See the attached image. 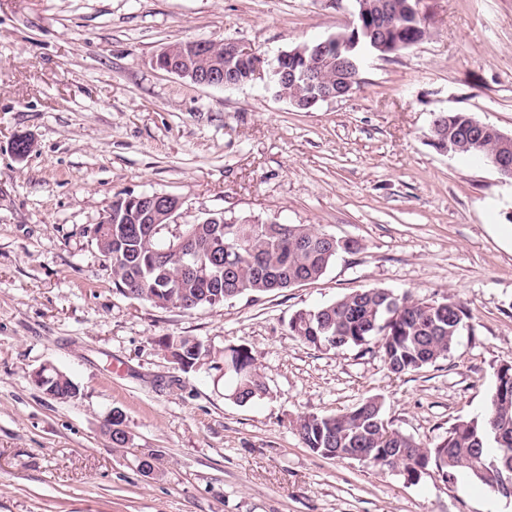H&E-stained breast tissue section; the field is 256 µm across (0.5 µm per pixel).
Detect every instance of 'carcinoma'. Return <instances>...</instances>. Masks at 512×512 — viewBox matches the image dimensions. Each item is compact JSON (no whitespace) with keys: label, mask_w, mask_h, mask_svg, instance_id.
I'll list each match as a JSON object with an SVG mask.
<instances>
[{"label":"carcinoma","mask_w":512,"mask_h":512,"mask_svg":"<svg viewBox=\"0 0 512 512\" xmlns=\"http://www.w3.org/2000/svg\"><path fill=\"white\" fill-rule=\"evenodd\" d=\"M414 0H395L398 6L392 22V37L407 50L426 37L421 22L406 4ZM338 38L347 47L342 55L362 64L375 53L364 36L354 39L353 30L343 29ZM308 65L324 83L334 82L335 70L312 55L316 43H307ZM219 46L199 60L204 69L213 62L233 68L240 84L247 81V65L226 58ZM269 89L286 100L306 98L311 91L302 84L274 79ZM448 141L461 147L456 155L491 161L500 148L499 130L486 128L474 141H468L475 117L469 112H445ZM125 197L112 202L121 218L112 224V241L101 240L97 248L112 253V282L116 293L124 296L134 288L137 299L161 308L185 303L184 310L215 306L227 300L226 292L240 289L238 295L279 292L319 280L341 252L353 253L359 243L337 239L333 249L320 241L323 232L306 224H158L147 237L135 231L140 224L135 209L124 208ZM190 234L195 256L184 262L160 261L157 251ZM470 318L460 303L451 298L438 308L408 295L397 296L385 288L353 290L332 303L300 309L290 318L288 331L302 343L316 349L340 350L378 344L388 369L395 374L418 372L444 358ZM158 346L185 373L200 366L223 380L227 397L245 405L268 393L265 377L244 344L229 345L221 354L213 353L202 341L190 336H163ZM37 387L60 401L77 396L78 386L53 366L40 368ZM293 427L301 442L326 459L349 460L357 450L364 462L379 468L399 463L416 484L434 467L443 481L466 475L494 493L512 479V363L497 368L495 385L486 414L480 419L461 420L446 432L444 441L424 448L412 438L385 425L383 404L377 397L365 400L352 410L328 415L298 417Z\"/></svg>","instance_id":"1"}]
</instances>
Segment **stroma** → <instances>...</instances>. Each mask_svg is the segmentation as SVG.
<instances>
[{"label": "stroma", "instance_id": "35a3bbf8", "mask_svg": "<svg viewBox=\"0 0 512 512\" xmlns=\"http://www.w3.org/2000/svg\"><path fill=\"white\" fill-rule=\"evenodd\" d=\"M353 0H0V512H512L461 475L407 484L300 442L302 415L370 397L432 447L481 417L512 361V181L429 145L433 113L512 134V0H420L426 38L373 58L347 98L301 112L263 82L204 87L156 56L236 41L276 59L340 31ZM18 134L34 140L16 158ZM179 197L181 223L223 212L307 224L360 248L319 280L193 311L113 290L90 231L117 197ZM362 288L470 314L454 349L391 373L378 348L318 350L288 334L299 309ZM193 336L251 348L269 393L240 406L157 345ZM54 366L67 402L32 382ZM121 410L132 443L112 446ZM158 455L153 474L137 458Z\"/></svg>", "mask_w": 512, "mask_h": 512}]
</instances>
